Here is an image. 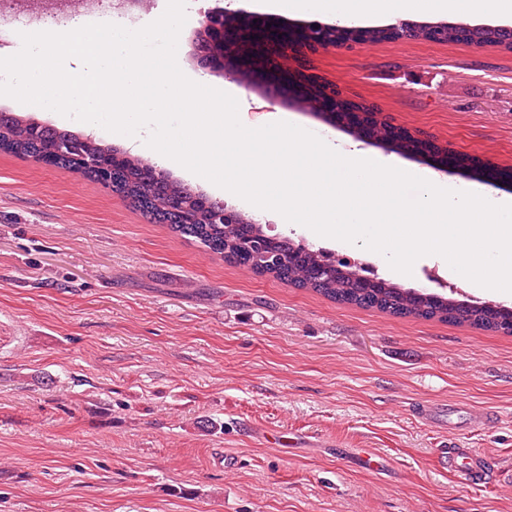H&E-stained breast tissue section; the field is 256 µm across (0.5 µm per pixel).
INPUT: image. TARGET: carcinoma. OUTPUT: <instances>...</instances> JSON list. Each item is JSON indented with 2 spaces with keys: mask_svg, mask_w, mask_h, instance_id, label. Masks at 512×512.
<instances>
[{
  "mask_svg": "<svg viewBox=\"0 0 512 512\" xmlns=\"http://www.w3.org/2000/svg\"><path fill=\"white\" fill-rule=\"evenodd\" d=\"M339 29L342 40L362 37L375 43L388 39L381 28L360 27L352 22L340 25ZM408 36L439 42L464 41L477 47L512 45L511 29L490 25H471L466 29L419 25ZM363 134L392 143L401 153L424 149L433 154L437 164L450 162L448 154L428 142L391 140L390 126L382 120L372 123ZM55 141L69 146L57 158L59 168L93 179V170L76 166L71 155L88 159L97 155L110 157L112 185L132 207L205 251L256 275L312 290L341 304L512 334V312L501 304H470L439 293L402 288L360 264L336 261L333 253L323 248L270 235L259 220L243 212L231 223H219L214 219L218 201L194 192L155 166L114 147H104L93 138L0 113V152L35 159L47 143Z\"/></svg>",
  "mask_w": 512,
  "mask_h": 512,
  "instance_id": "cac0c4a2",
  "label": "carcinoma"
}]
</instances>
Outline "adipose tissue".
<instances>
[{"instance_id":"ef3b65f1","label":"adipose tissue","mask_w":512,"mask_h":512,"mask_svg":"<svg viewBox=\"0 0 512 512\" xmlns=\"http://www.w3.org/2000/svg\"><path fill=\"white\" fill-rule=\"evenodd\" d=\"M289 10L329 9L340 21H364L378 15L442 13L478 15L488 10L512 15V0H277Z\"/></svg>"}]
</instances>
